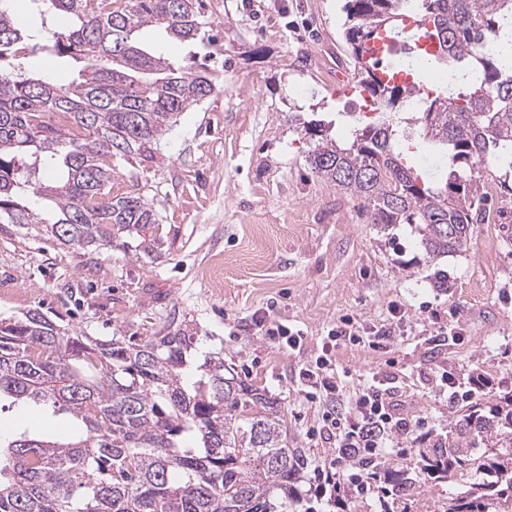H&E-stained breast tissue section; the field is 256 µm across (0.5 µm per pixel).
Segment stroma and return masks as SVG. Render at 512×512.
Returning <instances> with one entry per match:
<instances>
[{"instance_id": "35a3bbf8", "label": "stroma", "mask_w": 512, "mask_h": 512, "mask_svg": "<svg viewBox=\"0 0 512 512\" xmlns=\"http://www.w3.org/2000/svg\"><path fill=\"white\" fill-rule=\"evenodd\" d=\"M209 41L174 44L150 33L154 47L207 69L213 93L190 106L159 139L152 158L112 161V195L139 192L156 211L160 250L116 235L109 248L60 244L36 227L0 224V319L42 311L57 324L131 343L181 329L192 336L191 358L221 353L242 379L279 402L288 445L303 449L312 468L332 452L305 432L317 406L297 386L304 362L321 351L342 316L365 327L395 325L390 351L346 344L335 352L344 401L377 382L393 385L396 416L423 421L422 437L402 440L407 455L393 467L408 479L392 512H438L448 497L485 480L441 482L421 473L419 449L438 447L465 408L441 387L452 373L480 401L512 394V168L489 156L476 167L479 204L488 221L470 226L463 251L431 260L415 225L378 230L360 200L319 179L302 119L332 124L351 140L369 121L360 94H347L339 74L356 76L345 39V0H193ZM23 74L58 84L78 77L76 64L35 51ZM448 288L433 285L436 268ZM301 329V352L269 343L255 318ZM483 383L472 388L471 379ZM73 419L0 402V435L73 433Z\"/></svg>"}]
</instances>
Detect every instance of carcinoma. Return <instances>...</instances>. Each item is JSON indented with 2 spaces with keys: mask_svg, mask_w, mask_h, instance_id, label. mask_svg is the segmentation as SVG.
I'll use <instances>...</instances> for the list:
<instances>
[{
  "mask_svg": "<svg viewBox=\"0 0 512 512\" xmlns=\"http://www.w3.org/2000/svg\"><path fill=\"white\" fill-rule=\"evenodd\" d=\"M65 27L39 43L15 24L0 0V224H37L64 245L112 246V229L146 239L156 213L131 191L110 196L112 158L152 152L188 107L215 88L202 71L155 54L137 32L160 29L176 43L206 34L192 0H30ZM425 21L447 31L439 54L409 50L397 67L362 58L377 26L394 30L407 0H346L345 38L380 120L340 145L326 126L303 123L319 138L308 157L313 173L360 199L371 223L386 229L417 224L436 260L467 246L470 224L484 221L463 171L490 149L512 146V79L488 45L512 0H422ZM81 65L64 85L17 72L28 50ZM451 68L446 92L420 98L425 68ZM404 72L412 85L378 84L373 72ZM67 123L51 125L43 113ZM388 112L415 113L424 137L443 147L445 180L402 163L399 126ZM47 204L42 214L30 198ZM191 338L177 331L127 346L71 332L37 309L0 321V397L60 407L83 426L63 441L48 434L0 438V512H288L294 484L307 468L302 449L288 447L275 400L243 381L221 359L192 366ZM469 407L456 438L423 455V469L454 482L476 468L495 480L448 499L441 512H512V398L478 414ZM504 427L505 454L472 457V432Z\"/></svg>",
  "mask_w": 512,
  "mask_h": 512,
  "instance_id": "cac0c4a2",
  "label": "carcinoma"
}]
</instances>
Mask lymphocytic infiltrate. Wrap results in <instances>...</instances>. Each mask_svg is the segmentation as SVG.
I'll return each mask as SVG.
<instances>
[{
    "instance_id": "1",
    "label": "lymphocytic infiltrate",
    "mask_w": 512,
    "mask_h": 512,
    "mask_svg": "<svg viewBox=\"0 0 512 512\" xmlns=\"http://www.w3.org/2000/svg\"><path fill=\"white\" fill-rule=\"evenodd\" d=\"M395 330L391 327L365 328L353 318L343 317L332 328L321 352L301 367L298 378L310 402L319 403L314 423L307 431L309 440L328 435L336 440V452L320 469L314 487L315 499L339 493L366 496L375 493L381 461L390 457L392 435L408 437L418 432L420 423L395 417L388 390L377 386L364 389L353 410H345L343 384L336 372L333 354L337 346L368 343L389 350Z\"/></svg>"
}]
</instances>
